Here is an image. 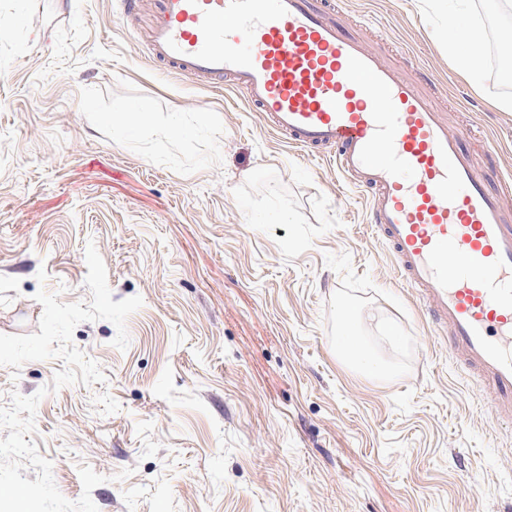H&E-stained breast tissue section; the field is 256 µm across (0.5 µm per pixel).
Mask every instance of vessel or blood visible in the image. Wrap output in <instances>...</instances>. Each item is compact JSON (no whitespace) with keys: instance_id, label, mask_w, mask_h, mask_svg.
Listing matches in <instances>:
<instances>
[{"instance_id":"vessel-or-blood-1","label":"vessel or blood","mask_w":512,"mask_h":512,"mask_svg":"<svg viewBox=\"0 0 512 512\" xmlns=\"http://www.w3.org/2000/svg\"><path fill=\"white\" fill-rule=\"evenodd\" d=\"M349 33L328 0H157L148 50L228 84L288 144L331 153L368 191L370 219L431 324L512 429V224L492 174L428 94Z\"/></svg>"}]
</instances>
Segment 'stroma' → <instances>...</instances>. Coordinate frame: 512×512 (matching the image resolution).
<instances>
[{"instance_id":"obj_1","label":"stroma","mask_w":512,"mask_h":512,"mask_svg":"<svg viewBox=\"0 0 512 512\" xmlns=\"http://www.w3.org/2000/svg\"><path fill=\"white\" fill-rule=\"evenodd\" d=\"M0 0V334L38 332L44 290L89 302L87 244L116 327L72 342L104 382L52 388L58 359L0 366L11 393L47 394L31 440L64 497L78 469L99 512H512V434L396 273L366 192L293 147L228 87L150 59L153 0ZM350 29L418 78L512 175V0H335ZM481 35L478 77L448 53V16ZM130 108L143 122L113 127ZM374 380L337 352L343 311Z\"/></svg>"}]
</instances>
